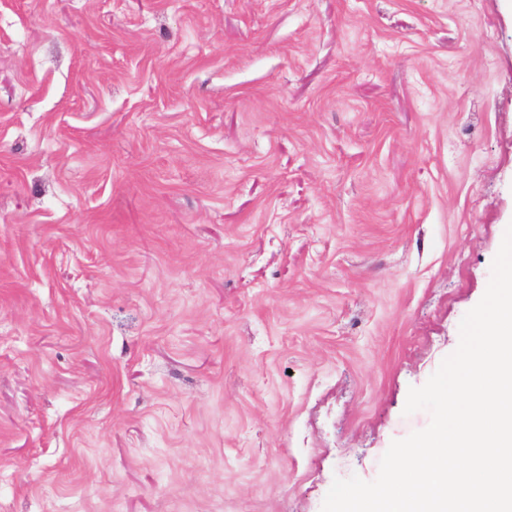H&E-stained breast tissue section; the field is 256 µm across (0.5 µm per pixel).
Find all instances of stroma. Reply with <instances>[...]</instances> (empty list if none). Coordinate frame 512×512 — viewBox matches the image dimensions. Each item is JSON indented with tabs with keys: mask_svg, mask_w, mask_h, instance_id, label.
Here are the masks:
<instances>
[{
	"mask_svg": "<svg viewBox=\"0 0 512 512\" xmlns=\"http://www.w3.org/2000/svg\"><path fill=\"white\" fill-rule=\"evenodd\" d=\"M512 225V0H0V512H321Z\"/></svg>",
	"mask_w": 512,
	"mask_h": 512,
	"instance_id": "35a3bbf8",
	"label": "stroma"
}]
</instances>
